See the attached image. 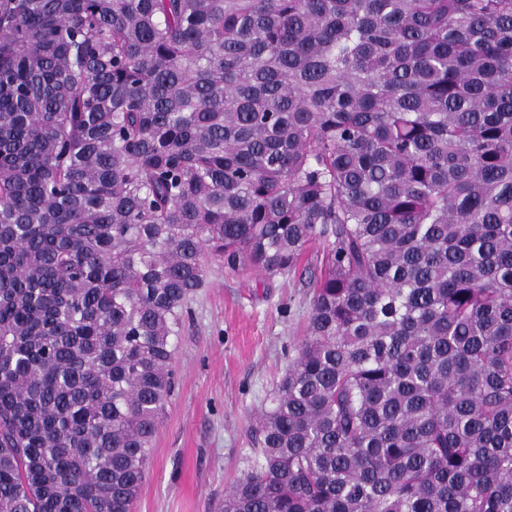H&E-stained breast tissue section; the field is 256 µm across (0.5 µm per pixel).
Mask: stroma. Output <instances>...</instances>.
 Returning a JSON list of instances; mask_svg holds the SVG:
<instances>
[{
	"label": "stroma",
	"mask_w": 512,
	"mask_h": 512,
	"mask_svg": "<svg viewBox=\"0 0 512 512\" xmlns=\"http://www.w3.org/2000/svg\"><path fill=\"white\" fill-rule=\"evenodd\" d=\"M325 250L310 245L294 272L275 276L209 259L185 306L174 388L133 512H220L257 456L249 427L295 355Z\"/></svg>",
	"instance_id": "35a3bbf8"
}]
</instances>
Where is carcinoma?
<instances>
[{
  "instance_id": "cac0c4a2",
  "label": "carcinoma",
  "mask_w": 512,
  "mask_h": 512,
  "mask_svg": "<svg viewBox=\"0 0 512 512\" xmlns=\"http://www.w3.org/2000/svg\"><path fill=\"white\" fill-rule=\"evenodd\" d=\"M315 240L221 512H512V0H0V512H132L205 256Z\"/></svg>"
}]
</instances>
